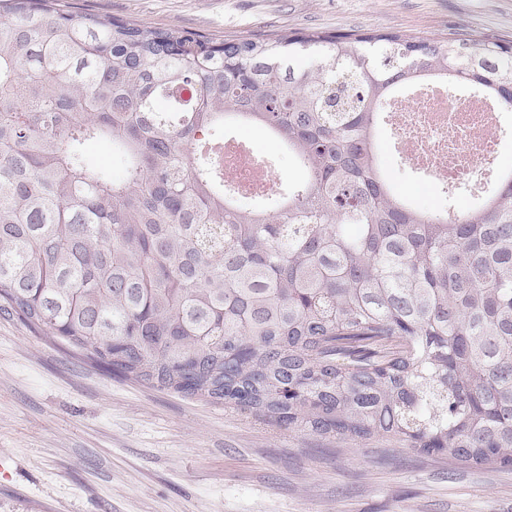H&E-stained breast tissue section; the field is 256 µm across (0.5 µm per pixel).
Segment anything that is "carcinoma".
Listing matches in <instances>:
<instances>
[{
    "label": "carcinoma",
    "instance_id": "obj_1",
    "mask_svg": "<svg viewBox=\"0 0 512 512\" xmlns=\"http://www.w3.org/2000/svg\"><path fill=\"white\" fill-rule=\"evenodd\" d=\"M435 73L512 112L491 36L217 43L0 0V312L270 422L512 465V181L425 211L381 168L384 105ZM340 78L350 105L327 112ZM230 123L303 172L268 208L190 150ZM102 141L122 178L90 161Z\"/></svg>",
    "mask_w": 512,
    "mask_h": 512
}]
</instances>
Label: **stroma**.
<instances>
[{"label":"stroma","instance_id":"35a3bbf8","mask_svg":"<svg viewBox=\"0 0 512 512\" xmlns=\"http://www.w3.org/2000/svg\"><path fill=\"white\" fill-rule=\"evenodd\" d=\"M215 41L395 32L512 43V0H75ZM383 164L420 208L390 140ZM0 512H512V466L373 439L344 444L104 371L49 330L0 315Z\"/></svg>","mask_w":512,"mask_h":512}]
</instances>
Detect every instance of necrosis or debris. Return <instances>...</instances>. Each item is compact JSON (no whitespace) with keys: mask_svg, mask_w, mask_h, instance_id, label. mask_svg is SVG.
<instances>
[{"mask_svg":"<svg viewBox=\"0 0 512 512\" xmlns=\"http://www.w3.org/2000/svg\"><path fill=\"white\" fill-rule=\"evenodd\" d=\"M479 94L449 88L447 81L430 78L413 92L398 93L384 123L405 162L427 185L439 192L467 186L468 203L475 189L493 180L504 149L512 145V130L501 112H488ZM219 165L232 172L229 188L244 201L273 194L275 183L260 161V153L239 133L226 135Z\"/></svg>","mask_w":512,"mask_h":512,"instance_id":"1","label":"necrosis or debris"}]
</instances>
